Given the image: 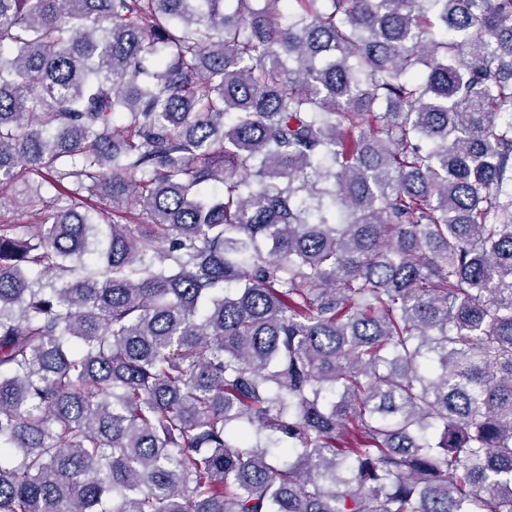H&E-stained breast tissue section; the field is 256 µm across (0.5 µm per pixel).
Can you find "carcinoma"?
<instances>
[{"label":"carcinoma","mask_w":512,"mask_h":512,"mask_svg":"<svg viewBox=\"0 0 512 512\" xmlns=\"http://www.w3.org/2000/svg\"><path fill=\"white\" fill-rule=\"evenodd\" d=\"M224 2L0 0V512H512V0Z\"/></svg>","instance_id":"1"}]
</instances>
